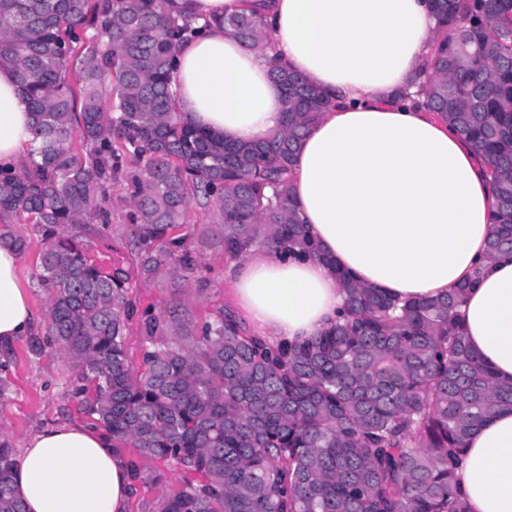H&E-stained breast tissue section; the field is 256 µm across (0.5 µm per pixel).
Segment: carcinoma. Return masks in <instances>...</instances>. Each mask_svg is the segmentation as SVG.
Returning a JSON list of instances; mask_svg holds the SVG:
<instances>
[{
    "label": "carcinoma",
    "instance_id": "1",
    "mask_svg": "<svg viewBox=\"0 0 512 512\" xmlns=\"http://www.w3.org/2000/svg\"><path fill=\"white\" fill-rule=\"evenodd\" d=\"M432 2L426 106L488 162L493 257L512 251V0ZM163 3L0 0V66L17 74L38 140L30 165L0 168V214L27 218L47 243L37 278L47 333L32 350L53 346L72 361L78 413L132 451L133 496L160 481L142 461L183 474L160 512H469L454 489L460 451L480 422L512 407V382L466 343L459 308L470 284L399 308L340 272L343 318L273 347L222 307L180 336L177 308L138 310L129 270L91 260L83 238L108 232L119 177L145 280L201 273L186 227L194 205L215 208L230 260L261 239L326 260L296 213L292 172L327 96L274 58L281 130L236 145L195 127L169 89L193 27ZM216 27L249 49L269 44L250 3ZM0 245L27 249L6 226ZM135 314L138 360L125 341ZM12 455L1 438L0 512H25Z\"/></svg>",
    "mask_w": 512,
    "mask_h": 512
}]
</instances>
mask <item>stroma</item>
I'll list each match as a JSON object with an SVG mask.
<instances>
[{
	"label": "stroma",
	"mask_w": 512,
	"mask_h": 512,
	"mask_svg": "<svg viewBox=\"0 0 512 512\" xmlns=\"http://www.w3.org/2000/svg\"><path fill=\"white\" fill-rule=\"evenodd\" d=\"M112 225L106 237L91 238V249L104 264L118 262L133 267L130 230L124 215L130 208L124 181L114 182ZM193 235L191 243L206 276L205 282L183 281L169 274L138 281L133 290L135 301L165 310L178 307L181 320L198 322L216 307L233 309L231 295V263L224 255L223 225L214 223L210 209L193 208L190 214ZM10 227L23 235L28 243L20 257V277L29 291L37 321L30 335L0 347V381L6 385L0 396V436L6 437L13 450H21L39 429L64 423H81L85 417L77 412L70 397L75 379L71 361L59 350L48 347L35 352L33 340L46 334L49 299L37 284L40 254L45 247L43 237L33 225L10 219Z\"/></svg>",
	"instance_id": "stroma-1"
}]
</instances>
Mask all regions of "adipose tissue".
<instances>
[{"label":"adipose tissue","mask_w":512,"mask_h":512,"mask_svg":"<svg viewBox=\"0 0 512 512\" xmlns=\"http://www.w3.org/2000/svg\"><path fill=\"white\" fill-rule=\"evenodd\" d=\"M272 40L246 49L213 19L241 0H167L198 31L180 48L172 92L193 125L229 143L281 128L279 59L333 103L303 138L295 162L298 216L330 263L259 242L232 272L235 304L254 334L301 342L344 304L336 278L398 301L437 297L473 281L461 308L465 339L494 375L512 381V253L490 259L494 226L486 165L473 143L411 104L426 77L435 16L428 0H262ZM35 146L15 72L0 68V164L25 167ZM19 255L0 248V345L37 320ZM26 512H127L132 481L102 433L50 425L12 459ZM455 490L470 512H512V408L480 423L460 455Z\"/></svg>","instance_id":"ef3b65f1"}]
</instances>
